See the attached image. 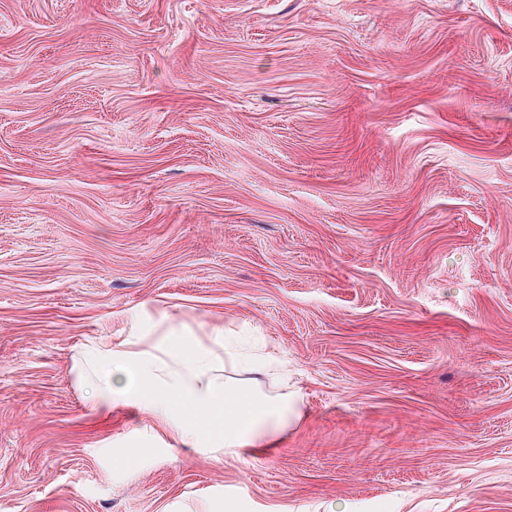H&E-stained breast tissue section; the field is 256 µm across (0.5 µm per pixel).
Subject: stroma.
<instances>
[{
	"mask_svg": "<svg viewBox=\"0 0 512 512\" xmlns=\"http://www.w3.org/2000/svg\"><path fill=\"white\" fill-rule=\"evenodd\" d=\"M164 319L303 419L93 410ZM0 512H512V0H0Z\"/></svg>",
	"mask_w": 512,
	"mask_h": 512,
	"instance_id": "obj_1",
	"label": "stroma"
}]
</instances>
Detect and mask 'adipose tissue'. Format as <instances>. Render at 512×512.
<instances>
[{"label": "adipose tissue", "instance_id": "1", "mask_svg": "<svg viewBox=\"0 0 512 512\" xmlns=\"http://www.w3.org/2000/svg\"><path fill=\"white\" fill-rule=\"evenodd\" d=\"M278 364L274 352L236 349L223 328L202 340L163 323L148 335L95 344L76 367L96 406L136 407L177 441L230 453L268 447L302 419L299 390L271 396L260 387L259 375Z\"/></svg>", "mask_w": 512, "mask_h": 512}]
</instances>
